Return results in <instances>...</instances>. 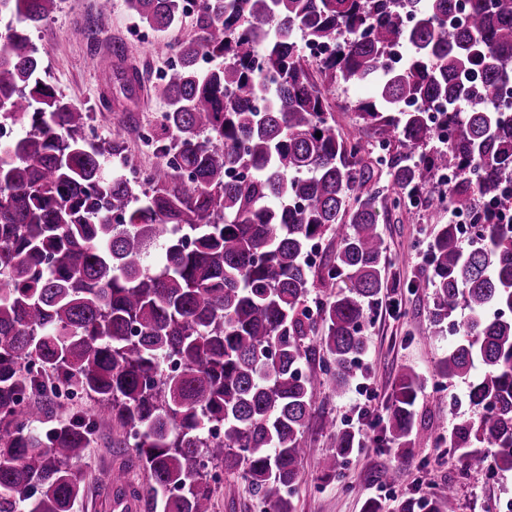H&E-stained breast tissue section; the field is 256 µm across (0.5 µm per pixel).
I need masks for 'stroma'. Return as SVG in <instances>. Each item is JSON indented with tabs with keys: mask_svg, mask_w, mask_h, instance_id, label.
<instances>
[{
	"mask_svg": "<svg viewBox=\"0 0 512 512\" xmlns=\"http://www.w3.org/2000/svg\"><path fill=\"white\" fill-rule=\"evenodd\" d=\"M93 15L98 18L97 41L73 38L72 30ZM191 31L192 21L187 18L165 38H158L126 11L123 0H113L111 12L102 16L96 13L95 0H58L57 11L33 33L32 40L43 61L44 81L88 110L86 136L95 141L115 138L123 142L130 168L143 173L157 162L152 148L143 144L142 134L147 130L158 132V118L164 110L151 87L153 80L171 65L164 43L188 36ZM114 41L125 46V68H138L143 76L130 99L125 98L119 81L98 71L95 63L96 57ZM372 94L368 85L327 88L326 96L334 108L340 133L357 130L358 119L350 105ZM105 95L112 99L111 108L101 106ZM379 229L387 247L390 286L383 289L380 305L373 307L365 323L367 351L363 363L370 369L365 382L376 394L378 416L383 419L400 369L410 365L422 374L424 386L416 402L413 454L406 459L395 458L378 442L377 432L371 430L366 447L354 450L339 464L338 477L322 479L320 463L337 433L358 424V387L350 385L342 394L322 388L303 435L308 453L293 497L295 512H363L370 498L380 499L384 512H396L404 499L431 500L449 486L455 490L458 512H505V503L512 502V471L463 472L449 457L447 448L436 445L427 433L428 428H448L470 417L473 408L466 398L465 384L443 379L439 374L438 361L452 338L431 332L432 291L426 286L428 233L422 214L408 209L393 212ZM328 418L335 419V428H324L323 422ZM119 435V429L104 430L86 450L84 492L72 512H114L110 476L122 467L128 470L126 489L135 505L133 512H146V477L137 464L115 448ZM387 471L393 473L394 480L385 484L380 476ZM215 489L213 512H264L263 504L237 475L222 473Z\"/></svg>",
	"mask_w": 512,
	"mask_h": 512,
	"instance_id": "obj_1",
	"label": "stroma"
}]
</instances>
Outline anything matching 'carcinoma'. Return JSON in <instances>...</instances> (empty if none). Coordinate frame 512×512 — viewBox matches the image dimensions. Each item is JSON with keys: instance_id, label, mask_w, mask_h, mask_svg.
I'll return each mask as SVG.
<instances>
[{"instance_id": "cac0c4a2", "label": "carcinoma", "mask_w": 512, "mask_h": 512, "mask_svg": "<svg viewBox=\"0 0 512 512\" xmlns=\"http://www.w3.org/2000/svg\"><path fill=\"white\" fill-rule=\"evenodd\" d=\"M123 2L160 33L187 15L183 0ZM192 6L196 35L167 44L176 64L153 83L159 162L138 179L125 147L93 145L89 113L42 79L31 35L57 0H0V114L24 126L0 143V512H71L85 451L114 424L148 475V512H213L220 465L270 512H293L315 395L357 377L361 326L388 287L378 225L397 191L450 212L512 208V0ZM300 38L335 51L312 65ZM391 45L410 51L397 68ZM358 82L374 87L351 108L377 153L336 131L322 92ZM435 101L451 130L440 146L422 109ZM443 168L454 186L434 185ZM326 235L336 252L309 262ZM429 248L433 331L469 311L439 372L476 409L437 441L467 471L512 470V223L487 210L466 246L435 222ZM312 288L329 290L314 316ZM319 348L332 365L304 370ZM422 385L401 369L387 404L380 441L401 459ZM76 398L88 408L65 411ZM360 447L337 434L322 478ZM424 507L456 512L453 489Z\"/></svg>"}]
</instances>
